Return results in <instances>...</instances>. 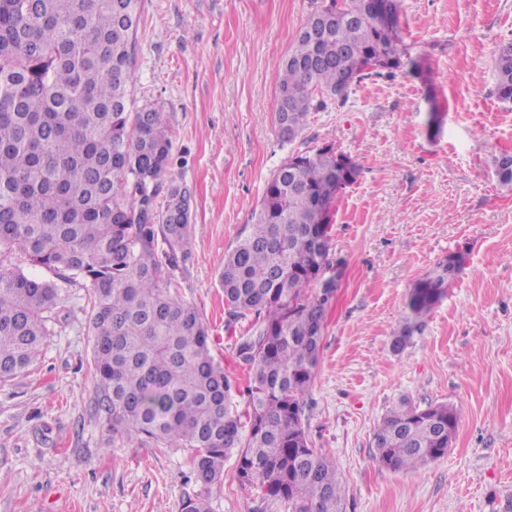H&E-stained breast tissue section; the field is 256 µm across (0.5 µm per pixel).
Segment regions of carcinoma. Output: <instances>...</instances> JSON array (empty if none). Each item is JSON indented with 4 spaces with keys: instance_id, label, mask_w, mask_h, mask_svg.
Listing matches in <instances>:
<instances>
[{
    "instance_id": "carcinoma-1",
    "label": "carcinoma",
    "mask_w": 512,
    "mask_h": 512,
    "mask_svg": "<svg viewBox=\"0 0 512 512\" xmlns=\"http://www.w3.org/2000/svg\"><path fill=\"white\" fill-rule=\"evenodd\" d=\"M143 0H0V380L41 355L62 303L58 283L82 281L93 336L98 403L112 435L188 448L204 490L237 456V479L291 512H346L328 453L310 445L313 382L336 281L326 282L331 204L354 183L334 146L292 154L268 181L251 230L220 259L233 318L255 314L241 341L247 413L211 353L207 328L178 294L174 270L191 252V195L172 176L161 107L136 105L132 58ZM369 0H319L279 63L277 129L302 132L344 76L391 77L418 60ZM494 93L512 103V41L498 46ZM49 270L28 277L23 265ZM448 254L412 287L392 334L401 352L463 271ZM321 283V290L311 288ZM458 415L448 404L392 408L374 434V459L391 471L445 456Z\"/></svg>"
}]
</instances>
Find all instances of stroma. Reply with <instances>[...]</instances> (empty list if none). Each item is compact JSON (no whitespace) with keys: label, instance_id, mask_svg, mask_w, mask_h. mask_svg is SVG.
Returning a JSON list of instances; mask_svg holds the SVG:
<instances>
[{"label":"stroma","instance_id":"obj_1","mask_svg":"<svg viewBox=\"0 0 512 512\" xmlns=\"http://www.w3.org/2000/svg\"><path fill=\"white\" fill-rule=\"evenodd\" d=\"M310 10L311 0L144 2L132 95L162 107L171 173L192 193L194 248L175 272L178 292L245 386L235 350L257 319H230L218 262L249 233L289 152L334 145L358 175L331 207V255L345 275L306 397L310 443L332 456L347 512H512V186L493 166L512 154V106L492 93L512 0H401L400 32L422 70L354 84L288 144L274 121L277 67ZM433 107L443 115L434 136ZM457 250L463 271L392 352L410 289ZM84 295L66 285L40 359L0 381V512H180L201 491L190 451L108 430ZM403 400L451 404L459 425L444 457L391 471L375 461L373 437ZM235 468L225 462L210 512H289L240 485Z\"/></svg>","mask_w":512,"mask_h":512}]
</instances>
